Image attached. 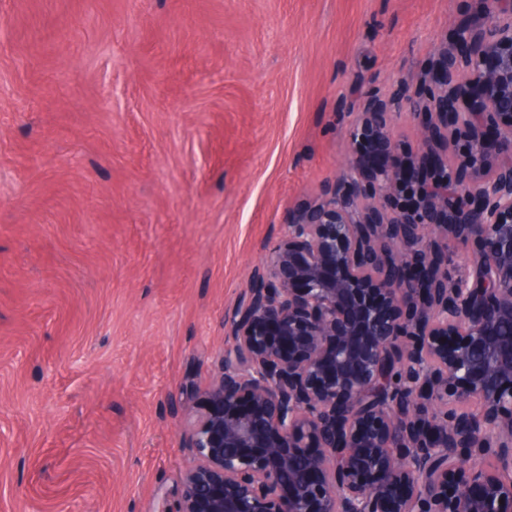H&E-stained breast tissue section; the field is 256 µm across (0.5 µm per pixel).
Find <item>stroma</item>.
I'll use <instances>...</instances> for the list:
<instances>
[{
	"label": "stroma",
	"instance_id": "stroma-1",
	"mask_svg": "<svg viewBox=\"0 0 512 512\" xmlns=\"http://www.w3.org/2000/svg\"><path fill=\"white\" fill-rule=\"evenodd\" d=\"M479 0H0V512H161L224 314Z\"/></svg>",
	"mask_w": 512,
	"mask_h": 512
}]
</instances>
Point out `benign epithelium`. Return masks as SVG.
I'll return each mask as SVG.
<instances>
[{
  "label": "benign epithelium",
  "instance_id": "7a95c632",
  "mask_svg": "<svg viewBox=\"0 0 512 512\" xmlns=\"http://www.w3.org/2000/svg\"><path fill=\"white\" fill-rule=\"evenodd\" d=\"M482 3L432 75L466 162L433 151L422 99L406 163L396 113L352 124L337 189L224 315L172 512H512V0ZM395 134L399 143L397 159L405 161L412 157L418 148L420 128L418 121L406 114L395 117Z\"/></svg>",
  "mask_w": 512,
  "mask_h": 512
}]
</instances>
